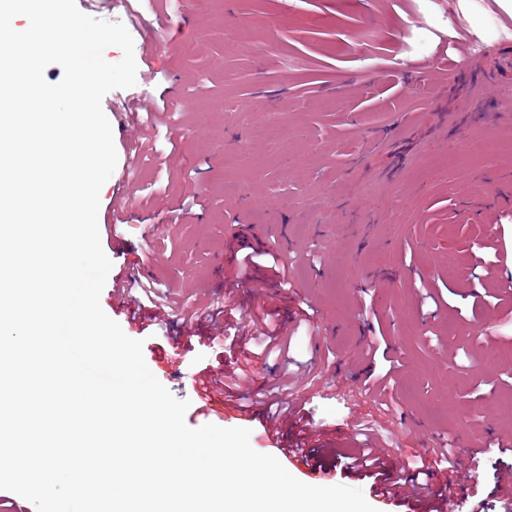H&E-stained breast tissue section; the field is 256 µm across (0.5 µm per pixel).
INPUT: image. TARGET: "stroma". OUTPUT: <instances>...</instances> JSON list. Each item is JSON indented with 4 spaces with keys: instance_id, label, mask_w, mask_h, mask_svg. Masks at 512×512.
<instances>
[{
    "instance_id": "stroma-1",
    "label": "stroma",
    "mask_w": 512,
    "mask_h": 512,
    "mask_svg": "<svg viewBox=\"0 0 512 512\" xmlns=\"http://www.w3.org/2000/svg\"><path fill=\"white\" fill-rule=\"evenodd\" d=\"M76 3L122 23L137 64L135 86L102 102L118 154L100 192L108 278L149 279L170 301L116 297L109 284L100 304L189 401L186 424L250 429L252 448L298 480L361 489L377 512H410L378 487L447 442L464 476L454 512H512L490 467L512 464V451L499 452L512 442V205L475 190L512 186V17L496 0H192L188 11L180 0H128L115 12ZM161 97L174 106L158 117L175 144L164 155L154 129L121 130L136 103ZM285 237L297 258L290 287L253 295L270 273L237 278L238 251H278ZM199 299L223 314L189 322ZM263 315L312 363L276 439L264 436L263 403L284 366L246 346ZM377 333L386 353L365 358ZM371 365L392 370L399 416L359 393ZM232 367L243 375L224 395L249 394L251 412L201 416L196 378ZM365 427L392 452L356 474L341 455ZM307 428L336 455L285 456Z\"/></svg>"
}]
</instances>
